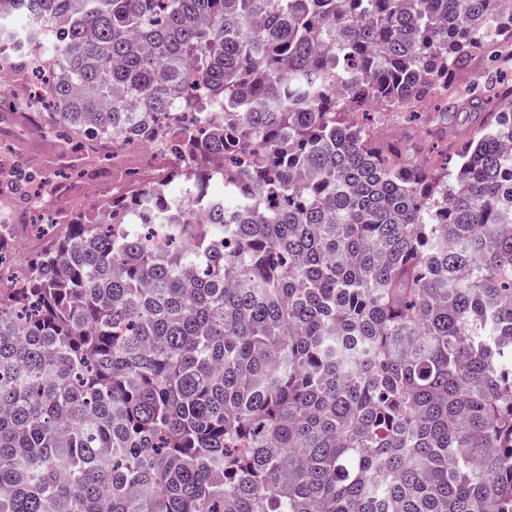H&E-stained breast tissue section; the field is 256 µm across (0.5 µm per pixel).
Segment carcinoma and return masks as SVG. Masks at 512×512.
I'll list each match as a JSON object with an SVG mask.
<instances>
[{
  "label": "carcinoma",
  "instance_id": "cac0c4a2",
  "mask_svg": "<svg viewBox=\"0 0 512 512\" xmlns=\"http://www.w3.org/2000/svg\"><path fill=\"white\" fill-rule=\"evenodd\" d=\"M12 16L40 126L171 163L0 293V512H512V85L457 86L512 66L504 0Z\"/></svg>",
  "mask_w": 512,
  "mask_h": 512
}]
</instances>
